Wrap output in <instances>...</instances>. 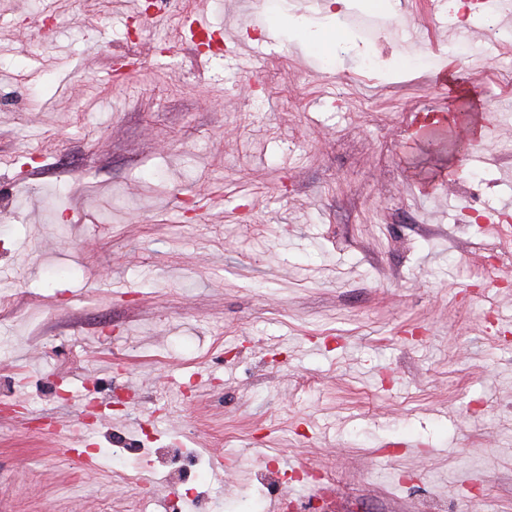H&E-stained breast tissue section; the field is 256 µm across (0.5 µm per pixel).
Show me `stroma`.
<instances>
[{
	"mask_svg": "<svg viewBox=\"0 0 512 512\" xmlns=\"http://www.w3.org/2000/svg\"><path fill=\"white\" fill-rule=\"evenodd\" d=\"M115 2L0 0V512H125L140 458L30 423L88 380L126 401L99 447L223 452L213 512H309L305 467L328 512H512V12ZM229 10L246 55L191 37ZM450 60L487 116L452 156L419 132Z\"/></svg>",
	"mask_w": 512,
	"mask_h": 512,
	"instance_id": "35a3bbf8",
	"label": "stroma"
}]
</instances>
